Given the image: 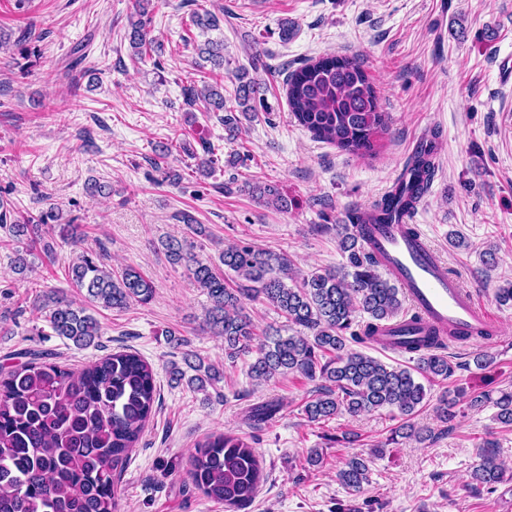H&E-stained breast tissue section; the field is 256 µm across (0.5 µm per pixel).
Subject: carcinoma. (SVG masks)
I'll list each match as a JSON object with an SVG mask.
<instances>
[{
  "label": "carcinoma",
  "mask_w": 512,
  "mask_h": 512,
  "mask_svg": "<svg viewBox=\"0 0 512 512\" xmlns=\"http://www.w3.org/2000/svg\"><path fill=\"white\" fill-rule=\"evenodd\" d=\"M135 2L128 38L135 58L141 60L153 49L154 40L147 30L146 0ZM190 19L203 31L219 29L217 16L207 10L192 12ZM196 50L213 66H224V41L209 39ZM238 80L235 110L225 107L218 83L182 87L187 106L202 102L207 111L223 113L219 120L230 140L238 136L241 118L249 119L256 111V81L245 72ZM285 85L289 112L314 139L355 155L376 154L386 131V114L357 57L323 55L289 73ZM434 154L435 146H419L406 167L408 178L399 179L372 212L355 211L352 223L336 225L346 256V264L339 268L298 277L284 255L244 242L220 254L226 270L236 276L229 280L196 253V245L176 240L165 244L169 260L184 265L206 291L210 307L205 323L224 338L225 356L232 360L256 350L248 366L256 384L291 373L320 381L302 408L310 422L388 408L399 418L389 442L399 437L423 442L432 438L414 422L427 393L413 372L442 382L455 375L458 366L445 353L448 336L431 330L407 344L406 353L417 356L412 369L386 364L351 344H375L378 327L403 312L399 286L383 276L378 259L364 244L365 227L392 224L416 210L435 172ZM247 189L277 208H288V199L271 185ZM60 220L59 209L53 206L12 222L10 231L17 240H27L30 248L43 245L50 258L53 250L44 241L43 229ZM103 259L82 253L68 267L71 284L85 293L89 304L125 309L153 300V283L139 268L129 265L114 275ZM245 299L267 302L293 333L284 336L275 330L253 345L257 333L245 312ZM34 302L53 333L76 347L90 346L101 337V326L86 306L57 292L38 295ZM359 314L366 316L360 324ZM192 368L198 375L189 378L188 385L199 391L223 378L222 370L201 358ZM158 400L153 368L136 352L117 351L79 370L32 354L27 361L0 370V512H119L116 479ZM489 404L496 408L499 423L512 426V390L496 398L490 392L469 397L471 408ZM457 405L458 396L443 391L435 407L440 422L452 421ZM279 409L276 401L262 402L250 408L248 420L259 429ZM505 473L497 444L485 442L471 479L492 488L504 482ZM190 478L206 498L241 509L253 500L265 474L253 446L225 432L197 443ZM337 478L348 491L360 492L369 482L367 461L359 456L347 459Z\"/></svg>",
  "instance_id": "cac0c4a2"
}]
</instances>
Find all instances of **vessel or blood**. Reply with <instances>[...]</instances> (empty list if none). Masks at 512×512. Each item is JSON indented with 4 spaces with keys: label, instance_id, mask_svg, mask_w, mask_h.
Instances as JSON below:
<instances>
[{
    "label": "vessel or blood",
    "instance_id": "1",
    "mask_svg": "<svg viewBox=\"0 0 512 512\" xmlns=\"http://www.w3.org/2000/svg\"><path fill=\"white\" fill-rule=\"evenodd\" d=\"M367 241L405 289L419 317L414 326L401 322L388 327L381 341L384 348L399 350L402 340L419 335L421 327L427 325L458 335L477 328L495 331L491 314L459 279L449 275L445 261L423 235H407L399 224H372L367 228Z\"/></svg>",
    "mask_w": 512,
    "mask_h": 512
}]
</instances>
